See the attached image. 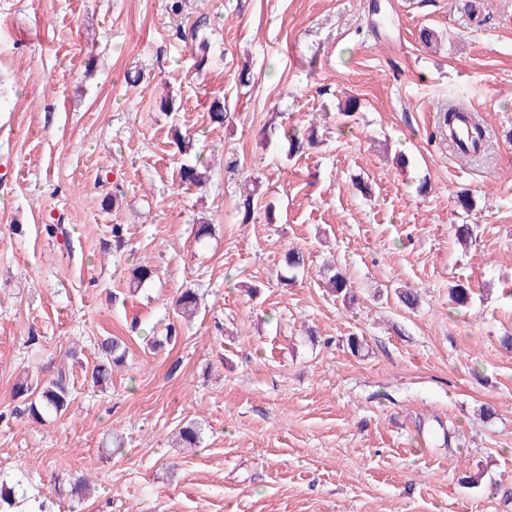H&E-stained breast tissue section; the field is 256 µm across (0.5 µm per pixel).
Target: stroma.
Here are the masks:
<instances>
[{"mask_svg": "<svg viewBox=\"0 0 512 512\" xmlns=\"http://www.w3.org/2000/svg\"><path fill=\"white\" fill-rule=\"evenodd\" d=\"M453 104L485 122L479 158L442 127ZM292 128L315 146L289 153ZM195 160L209 181L180 185ZM291 247L305 267L287 283ZM139 264L155 276L133 294ZM330 264L354 302L324 288ZM188 288L195 317L153 351ZM510 331L512 0H0V482L16 512H512ZM113 336L127 363L93 386ZM73 350L70 411L32 420L15 383ZM192 422L199 447H179ZM72 476L89 495L55 490Z\"/></svg>", "mask_w": 512, "mask_h": 512, "instance_id": "35a3bbf8", "label": "stroma"}]
</instances>
